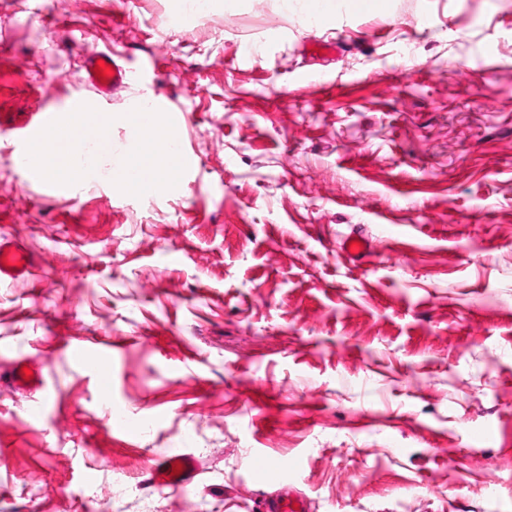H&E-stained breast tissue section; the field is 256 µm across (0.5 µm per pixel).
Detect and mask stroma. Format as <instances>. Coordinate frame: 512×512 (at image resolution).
I'll return each instance as SVG.
<instances>
[{
    "label": "stroma",
    "mask_w": 512,
    "mask_h": 512,
    "mask_svg": "<svg viewBox=\"0 0 512 512\" xmlns=\"http://www.w3.org/2000/svg\"><path fill=\"white\" fill-rule=\"evenodd\" d=\"M304 16L0 0V235L37 260L0 285V512H258L285 481L310 512H512V0ZM80 32L136 71L110 98ZM148 99L192 162L171 188L19 167L37 113ZM178 453L190 484L147 482ZM352 244H355V247H352ZM340 248L350 259L357 262L366 260L373 251L371 240L360 233L343 236ZM182 465L180 475L173 474V467ZM198 469V461L191 454H175L165 457H150L147 459L146 470L149 479L156 485L174 490L189 484Z\"/></svg>",
    "instance_id": "stroma-1"
}]
</instances>
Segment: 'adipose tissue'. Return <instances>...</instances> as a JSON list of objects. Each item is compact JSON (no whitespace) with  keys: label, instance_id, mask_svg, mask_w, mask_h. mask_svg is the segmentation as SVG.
<instances>
[{"label":"adipose tissue","instance_id":"adipose-tissue-1","mask_svg":"<svg viewBox=\"0 0 512 512\" xmlns=\"http://www.w3.org/2000/svg\"><path fill=\"white\" fill-rule=\"evenodd\" d=\"M129 128L133 137L128 143L124 158L114 167L108 168V177L116 178L123 190L156 191L167 184L177 168V155L171 149L172 143L179 139L176 128L163 124L154 116L140 112L110 114L98 123L101 137H108L113 123ZM167 141L166 149H153L147 146L144 137ZM89 147L84 141L83 129H75L68 140H60L53 128L43 130L36 140L31 153L42 171L49 176L60 173L74 178H82L97 170V163L85 162Z\"/></svg>","mask_w":512,"mask_h":512}]
</instances>
